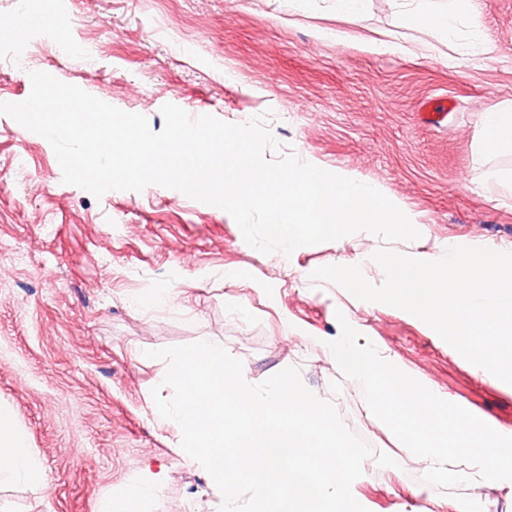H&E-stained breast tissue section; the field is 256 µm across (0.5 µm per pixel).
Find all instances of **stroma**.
Returning <instances> with one entry per match:
<instances>
[{
  "label": "stroma",
  "instance_id": "35a3bbf8",
  "mask_svg": "<svg viewBox=\"0 0 512 512\" xmlns=\"http://www.w3.org/2000/svg\"><path fill=\"white\" fill-rule=\"evenodd\" d=\"M47 0H0V101H24L29 71L51 74L148 118L160 109L230 123L263 118L292 154L377 184L421 233L393 242L410 255L448 245L512 252V154L486 155L479 118L512 100V0H463L452 41L402 24V0H364L362 21L336 0H68L29 30ZM96 43L97 64L58 51ZM492 57L457 61L476 42ZM447 95L448 122L420 118ZM382 239L358 232L291 255L248 245L224 210L158 185L94 198L63 183L50 143L0 115V408L12 415L46 483L0 482V512H101L105 499L159 481L153 512H218L222 495L200 464L183 461L181 435L155 409L167 363L152 350L210 340L242 360L258 384L294 367L394 460L367 472L353 495L368 512H512L497 483L443 489L367 415L328 344L340 320L440 398L512 436V385L464 359L412 314L353 297L317 268L357 265L374 284ZM27 254L13 260L15 250ZM166 290L162 303L153 294Z\"/></svg>",
  "mask_w": 512,
  "mask_h": 512
}]
</instances>
